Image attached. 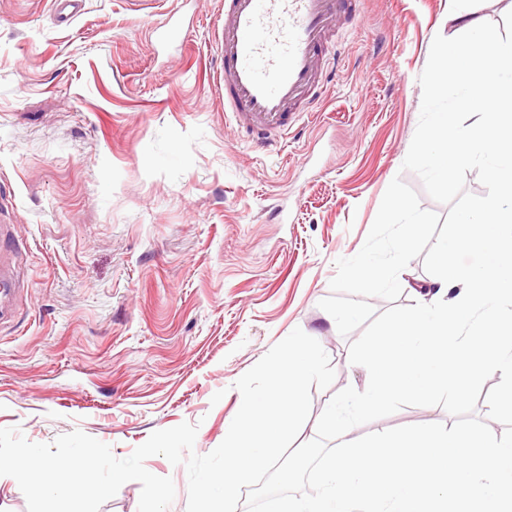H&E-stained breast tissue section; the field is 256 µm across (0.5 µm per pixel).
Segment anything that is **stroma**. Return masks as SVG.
Segmentation results:
<instances>
[{
	"instance_id": "obj_1",
	"label": "stroma",
	"mask_w": 512,
	"mask_h": 512,
	"mask_svg": "<svg viewBox=\"0 0 512 512\" xmlns=\"http://www.w3.org/2000/svg\"><path fill=\"white\" fill-rule=\"evenodd\" d=\"M314 117L258 150L215 84L224 0H0V252L15 269L0 324V428L50 443L73 430L129 456L157 430L224 439L235 382L293 329L330 357L298 439L336 391L363 390L350 338L319 303L403 170L448 0H361ZM176 20L178 39L155 28ZM454 419L405 406L357 434Z\"/></svg>"
}]
</instances>
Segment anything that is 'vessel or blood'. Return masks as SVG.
<instances>
[{"label": "vessel or blood", "instance_id": "b4317fda", "mask_svg": "<svg viewBox=\"0 0 512 512\" xmlns=\"http://www.w3.org/2000/svg\"><path fill=\"white\" fill-rule=\"evenodd\" d=\"M359 0H224L217 51L224 109L256 147L286 139L312 112L335 59V35Z\"/></svg>", "mask_w": 512, "mask_h": 512}]
</instances>
